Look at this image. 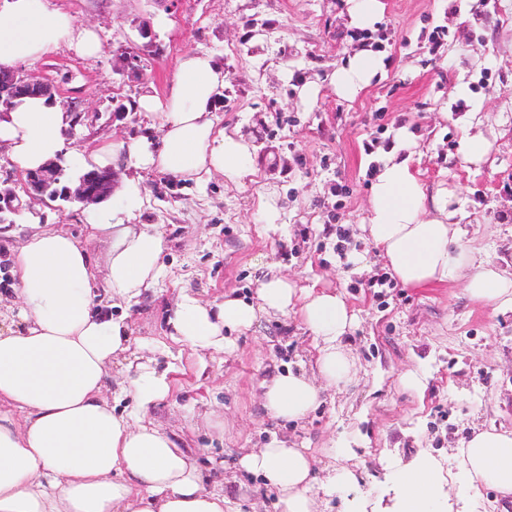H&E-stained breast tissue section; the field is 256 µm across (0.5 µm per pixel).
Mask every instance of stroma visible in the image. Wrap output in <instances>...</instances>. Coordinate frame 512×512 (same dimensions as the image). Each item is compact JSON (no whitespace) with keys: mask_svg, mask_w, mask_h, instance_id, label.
<instances>
[{"mask_svg":"<svg viewBox=\"0 0 512 512\" xmlns=\"http://www.w3.org/2000/svg\"><path fill=\"white\" fill-rule=\"evenodd\" d=\"M95 28L104 47L81 57L68 47L24 64L50 82L55 100L83 119L69 149L145 133L152 120L131 106L164 92L184 54L203 50L224 62L226 84L214 116L255 147L251 174L233 184L212 176L198 184L157 171L138 175L139 223L163 233L167 250L154 289L124 309L132 350L166 340V315L180 289L222 300L253 297L257 265H276L296 287L342 293L358 314L348 341L358 358L357 384L331 395L302 425L270 418L257 396L272 373L310 362L311 337L297 318L261 317L238 336L233 355L207 357L198 368L187 345L167 342L158 369L172 390L150 415L177 436L214 484L248 506L261 481L236 469L238 451L285 436L312 450L365 441L367 466L355 494L391 505L390 461L425 450L443 472L474 428L512 429V312L469 300L462 282L432 288L379 285L388 268L363 223L370 186L388 153L412 132V169L428 191L456 189L470 245L512 272V0H383L373 29L348 27L339 0H48ZM441 33L440 46L431 36ZM382 53L386 74L352 101L324 78L359 45ZM138 59L130 69L127 57ZM320 83L312 105L303 83ZM486 139L479 164L458 154L463 131ZM0 185L12 188L14 223L38 217L73 234L104 205L82 206L29 194L25 176L0 148ZM277 193L283 214L266 224L261 203ZM345 236H338V229ZM415 368L427 378L423 400L398 377Z\"/></svg>","mask_w":512,"mask_h":512,"instance_id":"obj_1","label":"stroma"}]
</instances>
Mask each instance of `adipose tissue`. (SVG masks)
<instances>
[{
  "label": "adipose tissue",
  "instance_id": "1",
  "mask_svg": "<svg viewBox=\"0 0 512 512\" xmlns=\"http://www.w3.org/2000/svg\"><path fill=\"white\" fill-rule=\"evenodd\" d=\"M68 46L79 56L99 55L97 32L72 13L44 0H0V69ZM386 62L362 45L327 74L336 94L352 101ZM226 77L208 52L182 56L164 94H146L136 111L160 123L159 139L140 135L114 144L96 141L75 152L80 169L124 165L197 182L223 175L236 183L254 169V148L217 126L213 112ZM74 117L40 96L15 99L0 113V146L22 172L66 155ZM451 189L426 194L410 157L390 156L376 175L364 226L397 280L409 288L464 279L477 302L512 312V277L477 256L465 243ZM106 238L111 251L97 276L91 245ZM165 239L151 224L104 217L85 238L61 228L33 227L13 250L12 303L0 301V512H236L209 470L149 419L171 382L152 360L134 358L113 373L130 349L128 327L113 308L154 288L162 273ZM297 315L316 352L307 370H286L264 380L260 399L271 416L303 422L330 388L351 383L356 359L347 336L357 315L341 294L297 288L264 273L254 298L225 294L206 302L181 289L167 316L171 339L187 344L198 360L236 350V334L262 314ZM473 498L493 491L512 501V430H482L457 450ZM315 457L310 448L272 439L241 449L237 467L275 491L276 512H321L312 492ZM399 486L382 512H453L456 480L420 453L395 465Z\"/></svg>",
  "mask_w": 512,
  "mask_h": 512
}]
</instances>
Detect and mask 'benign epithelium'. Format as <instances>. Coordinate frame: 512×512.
Listing matches in <instances>:
<instances>
[{"mask_svg": "<svg viewBox=\"0 0 512 512\" xmlns=\"http://www.w3.org/2000/svg\"><path fill=\"white\" fill-rule=\"evenodd\" d=\"M29 93L51 98L53 87L19 69L0 71V112L8 110L14 98ZM61 171L62 166L53 162L38 171L27 173V184L38 195L47 193L53 198L61 197L85 205L98 204L112 195L115 175L110 169L87 171L79 175L73 189L68 186L56 188Z\"/></svg>", "mask_w": 512, "mask_h": 512, "instance_id": "7a95c632", "label": "benign epithelium"}]
</instances>
